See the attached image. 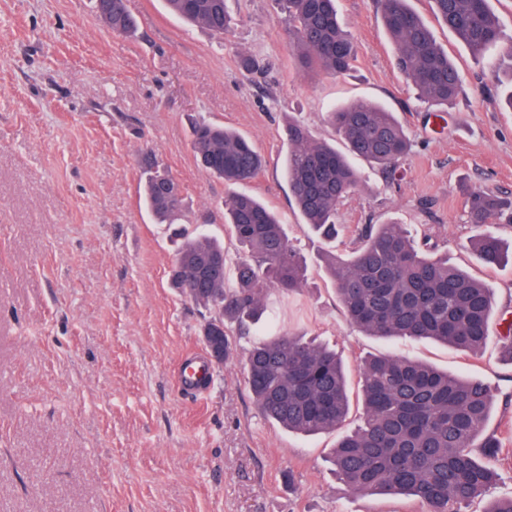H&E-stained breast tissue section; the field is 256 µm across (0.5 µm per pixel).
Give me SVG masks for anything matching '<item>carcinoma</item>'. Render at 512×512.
Segmentation results:
<instances>
[{
	"mask_svg": "<svg viewBox=\"0 0 512 512\" xmlns=\"http://www.w3.org/2000/svg\"><path fill=\"white\" fill-rule=\"evenodd\" d=\"M286 35L298 64L332 73L349 70L358 42L338 19L336 0H284ZM185 21L217 35L227 30L225 0H166ZM437 20L481 55L500 39V18L489 0H432ZM99 19L114 33L130 35L135 20L126 0H97ZM381 21L396 64L423 102L444 110L457 97L456 65L408 0H381ZM328 121L346 153L315 139L303 124L288 123L285 174L309 231L328 243L338 235L339 203L359 186L350 158L394 176L411 142L401 122L365 100L340 105ZM196 162L234 188L224 204V223L248 256L230 269L211 265L224 247L186 225L178 183L169 171L148 173L143 201L160 224H177L183 239L172 281L192 301L222 312L207 333L221 336L224 357L232 340L224 320L243 325L263 310L264 293L300 291L306 268L292 249L277 213L240 186L259 175L265 158L251 140L220 124L192 129ZM468 223L479 229L472 249L481 263L508 260L493 228L512 224V200L482 188L464 193ZM360 246L346 255L324 254L341 307L358 329L379 338H427L476 354L489 338L492 289L448 262L421 250L400 224H361ZM245 380L260 413L291 432L315 435L343 426L350 410L346 369L328 347L290 332L252 342ZM362 424L344 433L332 452L337 476L353 491L378 496L407 494L427 512H462L498 479L502 446L485 434L495 393L483 382L388 354L369 356L358 371Z\"/></svg>",
	"mask_w": 512,
	"mask_h": 512,
	"instance_id": "carcinoma-1",
	"label": "carcinoma"
}]
</instances>
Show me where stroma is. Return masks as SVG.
<instances>
[{
  "label": "stroma",
  "instance_id": "1",
  "mask_svg": "<svg viewBox=\"0 0 512 512\" xmlns=\"http://www.w3.org/2000/svg\"><path fill=\"white\" fill-rule=\"evenodd\" d=\"M409 5L460 69L447 111L418 100L396 69L378 0H337L359 45L343 74L297 65L276 0H226L221 37L165 0H128L133 38L103 25L93 0H0V512H425L403 495L346 488L330 463L338 433L306 436L263 418L245 353L250 338L279 331L329 346L353 375L364 357L390 354L485 382L497 393L486 430L511 455L467 512L512 497V364L498 343L512 324V264L478 260L462 193L512 197V0H490L502 32L481 59L436 21L430 0ZM356 100L394 112L413 146L392 181L358 162L361 185L337 208L336 250L353 248L360 224L431 237L493 290L481 353L364 335L336 297L327 246L301 222L283 156L289 120L332 142L327 112ZM199 119L239 130L265 155L248 189L283 217L307 284L266 292L264 314L197 402L175 371L184 354L204 352L212 311L173 288L178 242L139 186L152 153L179 184L187 220L223 242L229 263L244 256L222 219L230 187L193 155Z\"/></svg>",
  "mask_w": 512,
  "mask_h": 512
}]
</instances>
